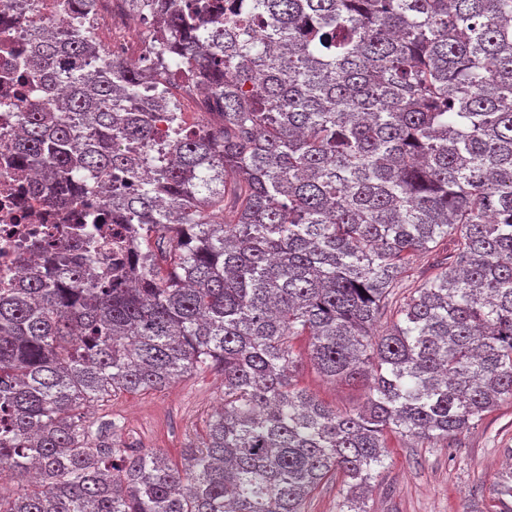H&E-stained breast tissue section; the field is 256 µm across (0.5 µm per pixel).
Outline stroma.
Returning a JSON list of instances; mask_svg holds the SVG:
<instances>
[{
	"instance_id": "obj_1",
	"label": "stroma",
	"mask_w": 512,
	"mask_h": 512,
	"mask_svg": "<svg viewBox=\"0 0 512 512\" xmlns=\"http://www.w3.org/2000/svg\"><path fill=\"white\" fill-rule=\"evenodd\" d=\"M308 340L294 341L304 360L301 386L340 411L361 406L364 382H331L307 361ZM217 372L192 374L161 392L123 395L95 409L97 420L115 419L124 446L160 451L179 460L188 438L201 432L206 412L221 396ZM461 445L390 436L385 465L376 472L365 500L367 512H495L493 486L504 470V449L512 448V400L503 402L460 436Z\"/></svg>"
}]
</instances>
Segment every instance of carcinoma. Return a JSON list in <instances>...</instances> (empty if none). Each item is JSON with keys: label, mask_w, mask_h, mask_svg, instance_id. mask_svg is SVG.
Here are the masks:
<instances>
[{"label": "carcinoma", "mask_w": 512, "mask_h": 512, "mask_svg": "<svg viewBox=\"0 0 512 512\" xmlns=\"http://www.w3.org/2000/svg\"><path fill=\"white\" fill-rule=\"evenodd\" d=\"M126 2L149 59L103 62L96 0L29 29L34 192L87 207L98 179L87 223L131 225L139 262L100 275L66 235L0 288V478L26 482L0 512H302L337 473L367 512L389 435L454 439L512 398V0ZM298 336L326 378L373 379L362 408L299 385ZM209 369L224 402L181 462L92 430ZM447 246L441 245L438 250V255L430 256H418L410 260L408 270L405 278V285L407 288H400L399 291L402 296H408L410 292L414 290L417 285L426 277L434 274L437 271V267L433 266L440 258H443L447 252Z\"/></svg>", "instance_id": "cac0c4a2"}]
</instances>
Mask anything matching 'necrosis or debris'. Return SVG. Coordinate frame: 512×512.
I'll return each instance as SVG.
<instances>
[{"instance_id":"necrosis-or-debris-1","label":"necrosis or debris","mask_w":512,"mask_h":512,"mask_svg":"<svg viewBox=\"0 0 512 512\" xmlns=\"http://www.w3.org/2000/svg\"><path fill=\"white\" fill-rule=\"evenodd\" d=\"M97 17L122 29L119 39L105 44L108 55L126 59L137 55L145 59L149 43L144 39L145 20L130 23L123 11L122 0H98ZM12 41L14 54L0 52V77L10 76L9 97H0V286L18 283L28 249L35 241L74 231L75 220H63L60 212L45 204L42 196L30 190L32 176L17 173L18 159L13 146L17 138V116L36 94L35 84L24 75L32 61L33 47L23 28L15 27Z\"/></svg>"}]
</instances>
